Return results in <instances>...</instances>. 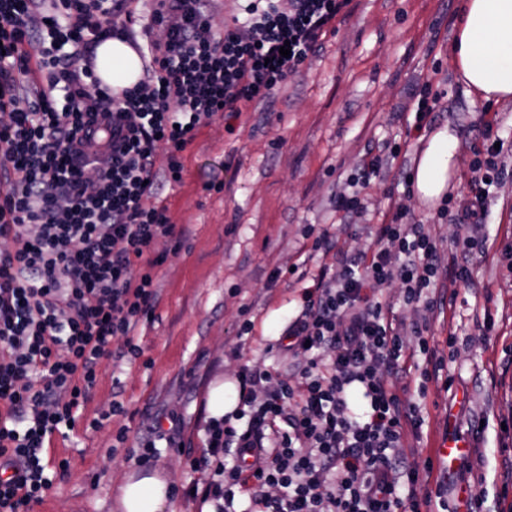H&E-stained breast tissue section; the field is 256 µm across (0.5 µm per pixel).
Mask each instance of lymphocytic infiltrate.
I'll return each instance as SVG.
<instances>
[{
  "instance_id": "obj_1",
  "label": "lymphocytic infiltrate",
  "mask_w": 512,
  "mask_h": 512,
  "mask_svg": "<svg viewBox=\"0 0 512 512\" xmlns=\"http://www.w3.org/2000/svg\"><path fill=\"white\" fill-rule=\"evenodd\" d=\"M154 2L165 30L146 46L154 67L116 96L93 89L87 64L104 39L132 41L134 0H0V512H31L65 475L46 444L77 421L101 360L131 345L158 301L155 246L175 235L158 160L181 182L199 128L268 100L352 0H246L221 28L215 0ZM400 153L388 140L368 149L352 192L331 199L340 219L364 215L359 189ZM498 156L489 146L472 162L451 223L484 226L490 188L511 174ZM407 218L393 207L349 256L327 231L314 237L326 262L298 275L300 312L276 342L287 372L243 368L235 412L206 426L201 457L184 451L208 473L191 488L212 512H238L243 496L245 512H449L446 499L414 494L433 462L414 459L424 418L403 381L411 362L438 378L431 325H406L385 297L396 283L428 311L447 303L437 240L421 224L403 234Z\"/></svg>"
}]
</instances>
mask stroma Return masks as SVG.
Masks as SVG:
<instances>
[{
	"instance_id": "obj_1",
	"label": "stroma",
	"mask_w": 512,
	"mask_h": 512,
	"mask_svg": "<svg viewBox=\"0 0 512 512\" xmlns=\"http://www.w3.org/2000/svg\"><path fill=\"white\" fill-rule=\"evenodd\" d=\"M460 6L461 0H352L349 15L318 55L267 102L236 118L216 116L199 129L181 154V183L162 190L172 223L186 234L157 245L165 255L154 269L159 301L138 327L141 351L116 343L111 357L99 363L82 417L50 442V455L68 459V471L34 512H115L118 489L132 467L127 451L139 446L156 415L182 416L178 443L203 455L211 382L237 379L245 366L285 369L274 343L299 312L300 286L268 284V275L299 264L317 272L322 258L310 255L306 236L312 225L326 229L337 246L363 247L367 228L339 221L330 199L347 187L371 142H406L407 165L416 168L425 143L406 135L413 83L431 80L441 94L425 131L445 129L455 138L450 195L468 192L486 113L497 116L501 159L512 170V100L477 99L453 69ZM362 196L369 216L399 204L409 223L435 225L440 281L449 283L448 258L466 230L439 219V205L407 191L395 163ZM482 237L475 252L479 283L458 286L453 309L432 315L424 305L405 304L395 284L385 294L405 323L430 320L443 358L441 379L422 381L416 369L407 374L411 387H426L416 400L425 420L419 459L434 455L447 436L468 444L453 468L438 463L421 478L418 496L442 486L458 512H468L472 496L482 501V512H512V483L504 481L502 467L512 454V177L491 189ZM246 318L254 329L242 336L238 328ZM116 402L125 414L92 427ZM177 445L158 441L156 466L180 494L181 512H198L183 491L208 474L191 470Z\"/></svg>"
}]
</instances>
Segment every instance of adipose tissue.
I'll return each mask as SVG.
<instances>
[{
	"label": "adipose tissue",
	"mask_w": 512,
	"mask_h": 512,
	"mask_svg": "<svg viewBox=\"0 0 512 512\" xmlns=\"http://www.w3.org/2000/svg\"><path fill=\"white\" fill-rule=\"evenodd\" d=\"M108 87L125 88L142 76L143 63L126 42L109 38L95 49ZM453 67L469 93L487 101L512 99V0H464L451 49ZM454 138L432 134L413 179L422 200L444 196L451 178ZM117 512H178L175 494L162 471L137 468L119 488Z\"/></svg>",
	"instance_id": "1"
}]
</instances>
